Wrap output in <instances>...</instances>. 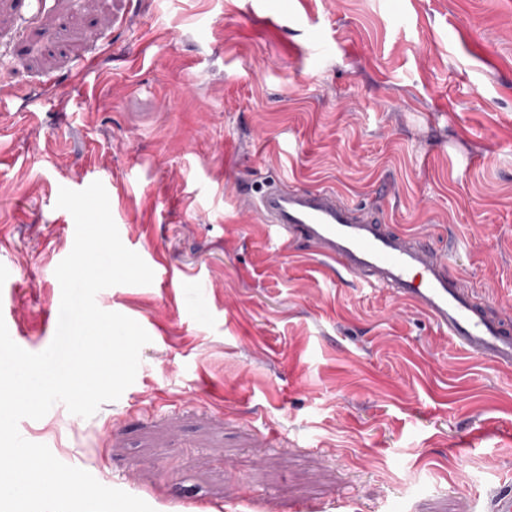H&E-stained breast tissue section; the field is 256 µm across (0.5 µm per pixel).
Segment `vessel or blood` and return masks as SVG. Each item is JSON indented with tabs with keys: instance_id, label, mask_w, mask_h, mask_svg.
I'll return each mask as SVG.
<instances>
[{
	"instance_id": "1",
	"label": "vessel or blood",
	"mask_w": 512,
	"mask_h": 512,
	"mask_svg": "<svg viewBox=\"0 0 512 512\" xmlns=\"http://www.w3.org/2000/svg\"><path fill=\"white\" fill-rule=\"evenodd\" d=\"M248 203L280 246L304 244L361 286L411 302L464 352L512 367V324L487 312L462 279L449 272L448 255L426 236L394 229L328 188H291L273 180Z\"/></svg>"
}]
</instances>
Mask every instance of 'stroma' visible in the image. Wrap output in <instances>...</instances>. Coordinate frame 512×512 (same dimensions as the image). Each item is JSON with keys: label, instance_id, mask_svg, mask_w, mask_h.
Instances as JSON below:
<instances>
[{"label": "stroma", "instance_id": "obj_1", "mask_svg": "<svg viewBox=\"0 0 512 512\" xmlns=\"http://www.w3.org/2000/svg\"><path fill=\"white\" fill-rule=\"evenodd\" d=\"M0 97L20 342L56 333L60 188L101 181L123 244L174 274L97 294L151 338L136 379L26 440L154 512H491L512 487V368L244 201L330 187L457 241L451 272L512 318V0H0Z\"/></svg>", "mask_w": 512, "mask_h": 512}]
</instances>
